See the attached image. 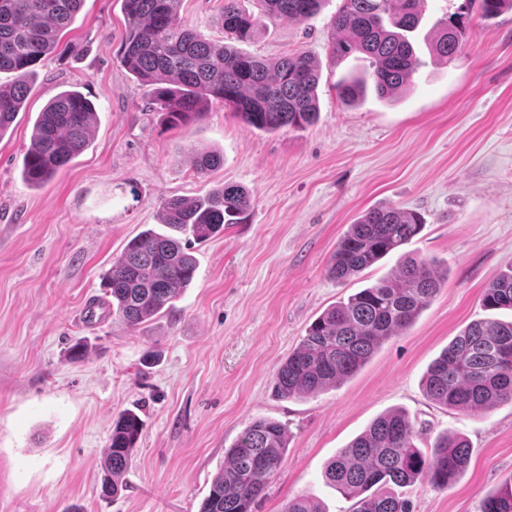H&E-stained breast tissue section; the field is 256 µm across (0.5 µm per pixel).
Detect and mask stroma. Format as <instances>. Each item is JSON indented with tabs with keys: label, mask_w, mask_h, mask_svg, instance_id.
Returning <instances> with one entry per match:
<instances>
[{
	"label": "stroma",
	"mask_w": 512,
	"mask_h": 512,
	"mask_svg": "<svg viewBox=\"0 0 512 512\" xmlns=\"http://www.w3.org/2000/svg\"><path fill=\"white\" fill-rule=\"evenodd\" d=\"M461 2L426 0L413 85L393 103L371 91L354 105L339 97L343 77L369 70L363 55L328 51L341 0L302 21L265 22L246 52L274 61L307 51L321 63L317 121L266 133L216 102L189 126L168 127L117 58L121 0H85L64 36L71 51L37 63L0 138V512H199L226 450L259 417L285 425L288 447L254 512H283L302 494L352 512L324 468L393 409L414 424L423 452L447 431L471 448L447 490L399 488L412 512H481L512 482V404L472 414L422 387L448 343L486 318L483 288L512 269V11L472 14L461 52L437 61L427 39ZM223 9L224 0H183L180 18L220 41ZM71 86L95 105L92 143L32 187L21 171L34 121ZM195 148L220 151L223 164L198 177ZM227 184L251 192L250 216L194 244V282L172 309L135 329L108 315L88 321L90 302L106 298L103 274L131 238L158 226L163 199ZM385 205L422 215L408 249L435 260L444 285L355 376L279 398L274 375L313 320L395 269L389 255L347 281L328 273L349 224ZM78 342L88 351L73 362ZM128 410L142 436L122 491L104 499L100 459Z\"/></svg>",
	"instance_id": "1"
}]
</instances>
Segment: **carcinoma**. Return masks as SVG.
Wrapping results in <instances>:
<instances>
[{"mask_svg":"<svg viewBox=\"0 0 512 512\" xmlns=\"http://www.w3.org/2000/svg\"><path fill=\"white\" fill-rule=\"evenodd\" d=\"M83 0H0V72L15 74L0 86V137L15 122L30 92L31 67L54 52ZM258 13L227 0L220 25L227 42L214 43L179 18L181 0H122L127 35L118 53L121 66L144 87L172 128L202 115L216 100L244 124L260 131L304 129L318 118V59L306 52L272 63L237 47L250 41L265 20H304L324 0H254ZM425 0H342L332 17L329 52L334 58L355 53L370 60L368 78L351 75L337 85L347 101L362 98L367 83L392 102L412 83L418 66L414 47ZM486 20L512 10V0H463L441 20L433 52L451 60L462 47L469 14ZM92 102L78 90L53 96L35 121L24 154L22 176L33 187L49 182L91 143L96 129ZM223 156L197 149L192 164L203 177ZM253 206L239 185L195 198L161 201V229L139 232L104 273L110 314L136 328L159 314L194 281L197 263L191 244L241 223ZM423 227L420 215L398 207H375L340 239L330 259L338 281L371 267L389 254H400L396 269L376 283L325 309L308 327L300 345L277 369L273 388L284 399L318 394L354 376L388 339L411 327L439 293L444 278L434 261L413 257L405 246ZM487 311L512 310V269L481 295ZM427 395L453 409L480 412L512 404V320L492 315L469 324L431 363L423 381ZM143 423L126 411L112 423L101 462L103 498L118 495L123 475L140 440ZM409 417L393 410L340 449L326 465L328 485L353 500V512H411L408 500L392 487L428 483L446 490L467 470L471 448L457 435H440L431 452L416 444ZM288 444L281 423L257 418L230 447L213 478L199 512H253L279 470ZM285 512H325L309 495L288 501ZM482 512H512V486L487 497Z\"/></svg>","mask_w":512,"mask_h":512,"instance_id":"carcinoma-1","label":"carcinoma"}]
</instances>
